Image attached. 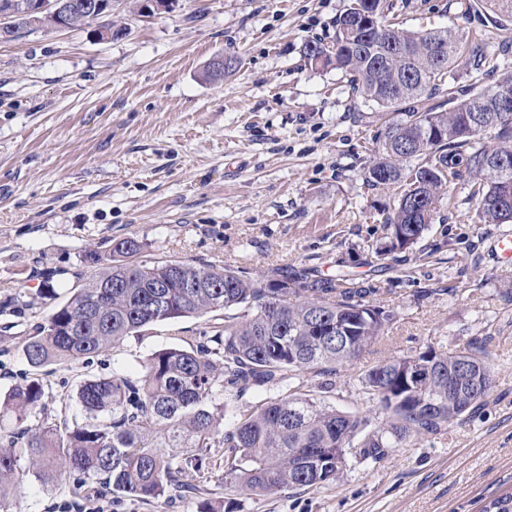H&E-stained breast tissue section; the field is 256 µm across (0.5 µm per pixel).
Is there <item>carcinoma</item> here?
<instances>
[{
	"instance_id": "obj_1",
	"label": "carcinoma",
	"mask_w": 512,
	"mask_h": 512,
	"mask_svg": "<svg viewBox=\"0 0 512 512\" xmlns=\"http://www.w3.org/2000/svg\"><path fill=\"white\" fill-rule=\"evenodd\" d=\"M495 22L512 23V0H477ZM372 0L368 26L351 11L336 22L326 47L312 42L305 55L315 70L350 75L354 92L393 114L378 157L368 167L370 187L402 182L408 189L383 218L389 250L416 244L447 198L448 184L471 179L479 222L505 224L498 198L512 197V169L493 158L512 157V112L495 110L496 81L474 87L444 110L425 106L468 62L496 70L484 42L444 31L400 29ZM415 107L402 109L406 101ZM494 131L495 145L481 142ZM141 248L127 237L113 257L57 307L22 347L35 371L69 360H92L125 338L159 322L224 313V322L183 346L154 352L135 375L114 372L83 381L76 391L81 419L30 426L45 394L32 377L0 394V512L8 496L32 476L43 484L71 474L118 498L155 499L184 472L212 469V449H224V480L254 500L337 480L354 448L357 463H376L398 448L436 434L454 420L473 418L489 394L495 366L489 336L473 337L453 353L429 345L416 354L382 360L361 378L370 415L342 412L317 393L333 387L328 376L383 337L395 312L375 306L379 294L344 274L320 277L307 267L252 276L229 265L179 261L151 265L123 260ZM421 385L410 387L414 370ZM227 425L225 410L245 396ZM28 469H21V461ZM482 512H512V494L493 496Z\"/></svg>"
}]
</instances>
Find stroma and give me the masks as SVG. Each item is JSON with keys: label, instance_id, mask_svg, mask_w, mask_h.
Segmentation results:
<instances>
[{"label": "stroma", "instance_id": "1", "mask_svg": "<svg viewBox=\"0 0 512 512\" xmlns=\"http://www.w3.org/2000/svg\"><path fill=\"white\" fill-rule=\"evenodd\" d=\"M112 0L121 37L91 28L24 30L0 41V392L31 369L19 349L113 245L139 240L136 263L230 264L252 273L301 265L377 285V305L396 321L340 368L324 400L365 412L359 377L391 356L434 346L452 352L490 335L493 387L476 417L454 422L372 466L349 461L317 488L253 501L225 483L222 466L156 499L107 491L73 497L68 482L31 480L12 512H197L199 501L237 512H479L512 492V259L497 246L512 224H480L465 181L418 243L375 262L383 212L402 189L364 180L386 130L382 109L363 103L341 71L311 69L310 42L331 44L349 0ZM399 25L481 34L497 64L481 77L460 64L436 102L465 98L475 82L512 76V25L484 12L461 17V0H389ZM234 72L205 80L216 56ZM53 292H45V283ZM213 315L161 322L94 361L42 368L46 411L30 423L78 414L68 404L84 380L138 373L153 352L182 345Z\"/></svg>", "mask_w": 512, "mask_h": 512}]
</instances>
